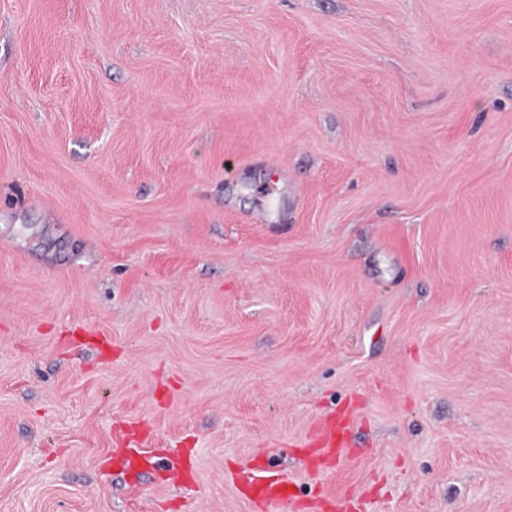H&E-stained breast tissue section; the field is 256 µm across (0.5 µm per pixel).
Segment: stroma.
<instances>
[{
    "instance_id": "1",
    "label": "stroma",
    "mask_w": 512,
    "mask_h": 512,
    "mask_svg": "<svg viewBox=\"0 0 512 512\" xmlns=\"http://www.w3.org/2000/svg\"><path fill=\"white\" fill-rule=\"evenodd\" d=\"M251 460L512 512V0H0V512H262ZM331 418L321 421L318 425L320 435L315 451L319 457L328 461L336 460L342 449L349 444V434L352 427L351 418L342 411ZM124 448L114 454L109 460L111 466L117 467L122 473L139 478L146 467H153L154 456L143 448L142 441L135 437H128L123 441Z\"/></svg>"
}]
</instances>
